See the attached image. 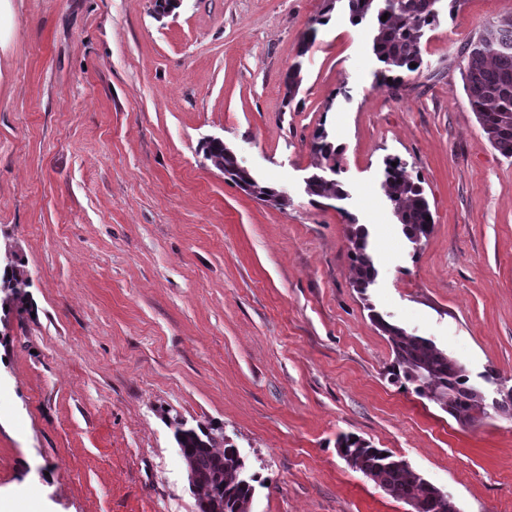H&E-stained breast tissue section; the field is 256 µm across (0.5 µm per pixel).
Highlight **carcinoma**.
<instances>
[{"label": "carcinoma", "mask_w": 512, "mask_h": 512, "mask_svg": "<svg viewBox=\"0 0 512 512\" xmlns=\"http://www.w3.org/2000/svg\"><path fill=\"white\" fill-rule=\"evenodd\" d=\"M461 0H348L352 23L359 24L375 17L373 51L382 68L378 82L395 90L404 85L405 76L422 65L421 41L425 30L438 21L444 6L455 10ZM327 6L313 20L304 34L303 50H308L317 37V26L329 21ZM386 20H381V17ZM466 64L462 70L464 89L488 142L506 158H512V19L501 20L480 32L463 49ZM313 146L314 168H323L333 159L336 148L327 142V135L317 136ZM213 166L242 191L261 201L288 205V198L276 188L256 180L246 172L238 157L225 145L204 149ZM384 191L393 204L403 233L411 239L426 237L432 232L430 205L420 183L414 181L402 166L387 165ZM308 194L323 199H344L347 196L335 179H314ZM367 230L359 225L350 228L349 240L352 283L362 293L377 277L373 257L368 249ZM0 278L11 282L12 301L24 303L30 281L17 264L3 268ZM376 327L387 336L393 360L388 367L390 380L404 388L413 387L416 394L427 398L457 422L468 419L470 411L481 401L478 389L469 384L464 367L448 351L418 334L391 323L380 313L372 312ZM174 437L186 467L197 475L198 512H237L252 497V484L244 482L245 463L236 453V446L224 436V429L214 425L209 430H195L179 423ZM338 451L351 456L355 470L372 479L381 490L398 501L418 498L422 512H456L453 498L442 496L438 487L421 474L402 465L390 450L376 448L354 435H341L336 441Z\"/></svg>", "instance_id": "obj_1"}]
</instances>
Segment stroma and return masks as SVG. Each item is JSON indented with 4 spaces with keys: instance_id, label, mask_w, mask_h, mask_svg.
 <instances>
[{
    "instance_id": "35a3bbf8",
    "label": "stroma",
    "mask_w": 512,
    "mask_h": 512,
    "mask_svg": "<svg viewBox=\"0 0 512 512\" xmlns=\"http://www.w3.org/2000/svg\"><path fill=\"white\" fill-rule=\"evenodd\" d=\"M0 50V246L28 306L0 310V499L45 512H198L175 421L219 425L255 474L250 512H405L339 455L386 448L460 512H512V417L463 426L390 381L377 311L512 385V159L487 141L462 50L512 18L463 0L380 85L374 23L345 0H12ZM329 11L303 48L312 18ZM301 83L286 95V75ZM325 132L348 196L312 200ZM211 137L288 195L225 182ZM397 158L434 226L408 241L384 193ZM378 268L352 286L351 223Z\"/></svg>"
}]
</instances>
